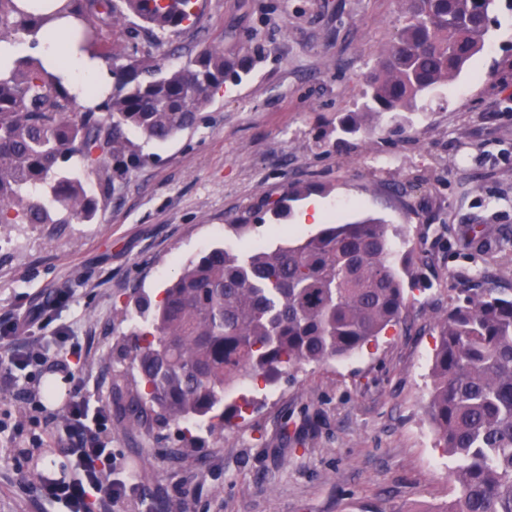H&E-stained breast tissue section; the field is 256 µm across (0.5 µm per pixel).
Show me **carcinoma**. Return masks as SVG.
<instances>
[{
	"label": "carcinoma",
	"mask_w": 512,
	"mask_h": 512,
	"mask_svg": "<svg viewBox=\"0 0 512 512\" xmlns=\"http://www.w3.org/2000/svg\"><path fill=\"white\" fill-rule=\"evenodd\" d=\"M406 18L362 92L364 110L407 109L454 80L485 45L495 0H400ZM78 21L77 50L99 53L100 34L132 17L145 49L110 65L112 89L76 111L77 96L32 58L0 72V226L85 224L93 220L96 179L106 194L136 161L128 131L165 141L191 129L224 81L250 60L204 46L177 67L151 47L195 27L199 0H67L48 12L29 0H0V43ZM312 187L290 186L263 200L276 217ZM395 235L374 218L330 223L288 243L258 245L240 257L222 246L187 265L163 297L137 292L144 319L128 349L140 384L128 403L140 424L207 422L224 440V392L236 382L273 378L305 364L342 359L397 325L405 308ZM428 416L454 463L457 495L440 512H512V296L461 289L435 321Z\"/></svg>",
	"instance_id": "cac0c4a2"
}]
</instances>
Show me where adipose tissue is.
Listing matches in <instances>:
<instances>
[{
    "mask_svg": "<svg viewBox=\"0 0 512 512\" xmlns=\"http://www.w3.org/2000/svg\"><path fill=\"white\" fill-rule=\"evenodd\" d=\"M72 23V18L60 17L54 22L51 35L38 36L43 68L56 75L74 93L107 85L111 75L103 63L74 50L70 33Z\"/></svg>",
    "mask_w": 512,
    "mask_h": 512,
    "instance_id": "adipose-tissue-1",
    "label": "adipose tissue"
}]
</instances>
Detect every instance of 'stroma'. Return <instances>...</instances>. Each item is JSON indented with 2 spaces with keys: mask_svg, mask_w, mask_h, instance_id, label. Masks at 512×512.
Returning <instances> with one entry per match:
<instances>
[{
  "mask_svg": "<svg viewBox=\"0 0 512 512\" xmlns=\"http://www.w3.org/2000/svg\"><path fill=\"white\" fill-rule=\"evenodd\" d=\"M404 24L400 0H204L198 27L164 36L165 66L200 42L256 56L227 80L191 130L131 141L139 164L98 195L92 222L0 228V315L50 305L46 335L71 343L0 389V512H66L30 478L68 477L55 416L73 390L105 407L112 512H438L455 494L450 460L427 415L433 325L463 288L512 295V0H497L482 52L451 83L408 110L366 116L381 134L347 135L381 53ZM311 182L325 221L391 224L424 291L407 292L406 323L351 357L305 365L277 382L248 378L225 403L242 414L221 443L182 447L179 428L132 424L134 386L117 344L134 328L122 309L134 288L160 299L168 280L214 245L244 253L293 234L287 219L238 232L263 196ZM489 235L469 245L467 227ZM67 302L52 306L56 293ZM81 347L79 369L66 366Z\"/></svg>",
  "mask_w": 512,
  "mask_h": 512,
  "instance_id": "stroma-1",
  "label": "stroma"
}]
</instances>
